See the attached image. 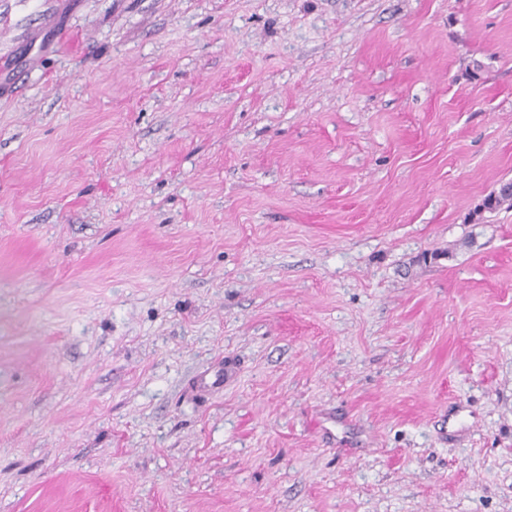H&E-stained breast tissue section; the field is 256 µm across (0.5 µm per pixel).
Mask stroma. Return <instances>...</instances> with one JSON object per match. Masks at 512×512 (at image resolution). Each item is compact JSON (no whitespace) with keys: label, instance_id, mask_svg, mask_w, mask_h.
I'll return each mask as SVG.
<instances>
[{"label":"stroma","instance_id":"obj_1","mask_svg":"<svg viewBox=\"0 0 512 512\" xmlns=\"http://www.w3.org/2000/svg\"><path fill=\"white\" fill-rule=\"evenodd\" d=\"M507 183L512 0H0V512H512Z\"/></svg>","mask_w":512,"mask_h":512}]
</instances>
